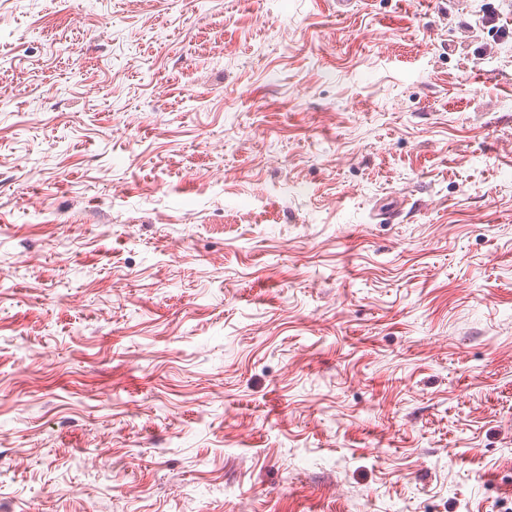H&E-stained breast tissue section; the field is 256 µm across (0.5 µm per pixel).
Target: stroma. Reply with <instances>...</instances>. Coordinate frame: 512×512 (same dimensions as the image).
Here are the masks:
<instances>
[{"label":"stroma","mask_w":512,"mask_h":512,"mask_svg":"<svg viewBox=\"0 0 512 512\" xmlns=\"http://www.w3.org/2000/svg\"><path fill=\"white\" fill-rule=\"evenodd\" d=\"M485 8L512 29V0H0L14 512L512 508Z\"/></svg>","instance_id":"35a3bbf8"}]
</instances>
